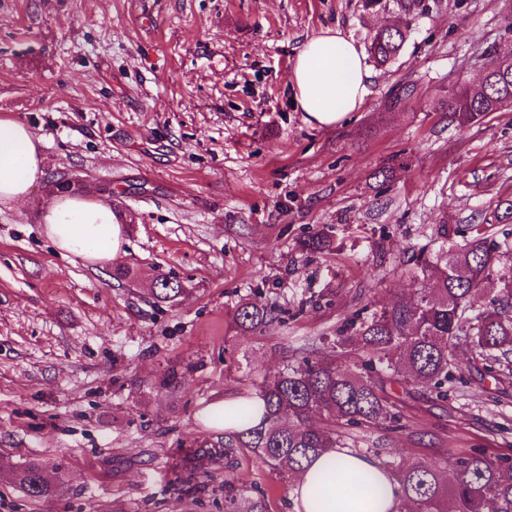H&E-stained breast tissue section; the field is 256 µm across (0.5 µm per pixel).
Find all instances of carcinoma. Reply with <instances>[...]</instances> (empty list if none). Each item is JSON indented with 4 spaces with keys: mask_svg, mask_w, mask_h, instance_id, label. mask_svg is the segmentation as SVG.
Returning <instances> with one entry per match:
<instances>
[{
    "mask_svg": "<svg viewBox=\"0 0 512 512\" xmlns=\"http://www.w3.org/2000/svg\"><path fill=\"white\" fill-rule=\"evenodd\" d=\"M405 31L385 28L370 44L374 62L386 65L401 51ZM469 106L457 111L453 96L438 99L435 108L448 113L460 127H469L497 110L496 100L512 97V63L508 55L493 51L482 80L465 87ZM492 223H512V196L501 198ZM452 236H470L458 249L420 255L413 278L421 284L406 299L392 305L369 302L353 312L334 337L320 336L301 356L285 365L224 410V455L236 448H250L266 465L298 474L304 464L331 448L343 447L346 428H381L402 433L409 430L402 401L388 389L394 385L430 389L433 400H448V382L454 378L455 350L464 344L480 372L512 376V265L501 258L512 251L486 236L480 224L440 227ZM332 244L330 234L319 230L299 242L303 251L320 252ZM155 298L169 302L182 292L179 282L156 279ZM484 296L481 308L474 299ZM285 310L243 302L237 308V326L260 333L283 322ZM327 346L345 354L360 351L357 360L319 356ZM387 469L398 484L402 502L414 512H512V457H491L471 448L448 463L415 457L390 462ZM336 482L371 487V500L379 494L373 476L353 471H330ZM34 496L46 490L42 469L30 464L16 475ZM326 480L309 490V509L323 512Z\"/></svg>",
    "mask_w": 512,
    "mask_h": 512,
    "instance_id": "1",
    "label": "carcinoma"
}]
</instances>
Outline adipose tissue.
I'll use <instances>...</instances> for the list:
<instances>
[{
	"instance_id": "ef3b65f1",
	"label": "adipose tissue",
	"mask_w": 512,
	"mask_h": 512,
	"mask_svg": "<svg viewBox=\"0 0 512 512\" xmlns=\"http://www.w3.org/2000/svg\"><path fill=\"white\" fill-rule=\"evenodd\" d=\"M370 73L356 46L340 31L326 29L299 48L291 87L306 121L319 128L340 124L356 111L368 94ZM42 141L23 122L0 118V205L26 201L45 177ZM45 235L62 252L99 266L111 265L123 251L125 226L111 202L87 193L58 194L42 214ZM343 466L379 480L382 512H397L394 484L378 461L346 448H333L314 459L299 474L293 497L296 512H310L308 492L328 468Z\"/></svg>"
}]
</instances>
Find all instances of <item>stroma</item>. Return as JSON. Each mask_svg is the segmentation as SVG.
Returning a JSON list of instances; mask_svg holds the SVG:
<instances>
[{
	"mask_svg": "<svg viewBox=\"0 0 512 512\" xmlns=\"http://www.w3.org/2000/svg\"><path fill=\"white\" fill-rule=\"evenodd\" d=\"M391 24L406 41L370 65L363 105L307 123L289 82L301 44L336 28L365 51ZM493 49L512 50V0H0V117L41 138L47 176L110 186L126 226L101 269L46 238L47 184L0 207V512H224L229 484L241 507L294 512L293 477L224 457L205 409L367 302L408 296L438 225L482 223L512 195V108L460 128L434 107ZM322 228L330 250L301 252ZM159 276L183 286L174 302L153 296ZM246 299L287 324L241 331ZM455 375L441 405L392 387L408 431H364L359 450L512 456V379L480 377L464 346ZM192 444L202 467L175 472ZM32 463L39 496L14 478Z\"/></svg>",
	"mask_w": 512,
	"mask_h": 512,
	"instance_id": "obj_1",
	"label": "stroma"
}]
</instances>
